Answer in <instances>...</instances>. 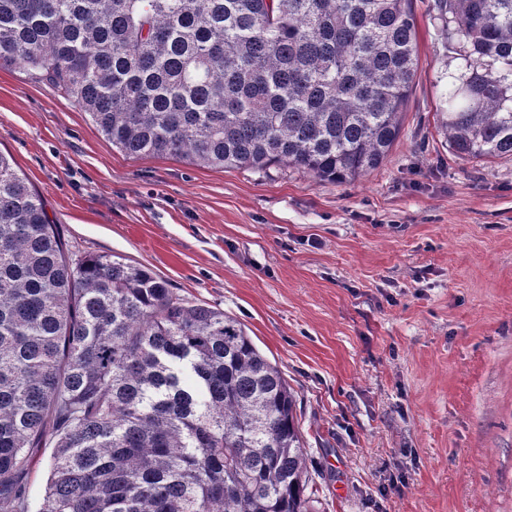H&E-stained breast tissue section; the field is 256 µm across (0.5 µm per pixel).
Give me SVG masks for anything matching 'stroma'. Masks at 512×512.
Listing matches in <instances>:
<instances>
[{"label":"stroma","instance_id":"35a3bbf8","mask_svg":"<svg viewBox=\"0 0 512 512\" xmlns=\"http://www.w3.org/2000/svg\"><path fill=\"white\" fill-rule=\"evenodd\" d=\"M433 3L400 135L350 185L125 155L0 67V151L70 251L152 269L282 371L316 512H512V158L449 152Z\"/></svg>","mask_w":512,"mask_h":512}]
</instances>
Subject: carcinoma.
<instances>
[{
    "instance_id": "1",
    "label": "carcinoma",
    "mask_w": 512,
    "mask_h": 512,
    "mask_svg": "<svg viewBox=\"0 0 512 512\" xmlns=\"http://www.w3.org/2000/svg\"><path fill=\"white\" fill-rule=\"evenodd\" d=\"M413 0H0V66L129 156L351 184L418 66ZM439 125L512 158V0H434ZM296 396L245 326L151 269L75 256L0 152V512L53 448L40 512H313Z\"/></svg>"
}]
</instances>
